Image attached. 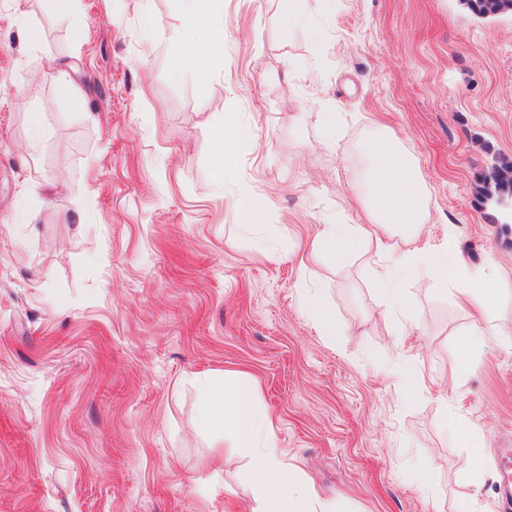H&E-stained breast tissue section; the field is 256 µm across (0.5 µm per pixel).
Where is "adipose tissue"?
Here are the masks:
<instances>
[{
    "label": "adipose tissue",
    "instance_id": "1",
    "mask_svg": "<svg viewBox=\"0 0 512 512\" xmlns=\"http://www.w3.org/2000/svg\"><path fill=\"white\" fill-rule=\"evenodd\" d=\"M194 32L187 54L195 60L222 49V38L212 25L217 0H183ZM255 139L250 129L231 127L215 136L214 155L220 170H227L237 156L252 150ZM368 159L370 192L363 201L369 221L365 224H327L315 243L320 253L342 263L360 255L374 260L389 256L396 276L380 279L386 307L404 304L398 275L425 276L439 285L455 281L457 293L482 313L496 308L502 284L479 272L466 275L458 265L436 258L424 264L412 261L418 228L428 216V199L422 179L398 137L376 130L363 144ZM200 426L232 431L236 445L249 457L250 476L256 490L254 512H343L339 501L322 500L301 470L284 462L266 413L257 403L254 384L245 376L225 379L223 385L206 387L200 397Z\"/></svg>",
    "mask_w": 512,
    "mask_h": 512
}]
</instances>
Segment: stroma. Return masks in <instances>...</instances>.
Returning a JSON list of instances; mask_svg holds the SVG:
<instances>
[{
	"mask_svg": "<svg viewBox=\"0 0 512 512\" xmlns=\"http://www.w3.org/2000/svg\"><path fill=\"white\" fill-rule=\"evenodd\" d=\"M284 7L221 0L224 50L192 64L175 39L181 0H78L68 21L28 0L34 49L0 0V512H250L248 457L197 424L201 389L238 373L322 498L496 512L512 343L483 336L457 374L478 315L453 288L408 278V310L386 309L365 259L319 255L302 271L298 257L323 225L365 223L361 145L382 126L427 187L419 255L496 273V313L512 321V223L475 191L512 160V16L458 0H336L327 14L309 0L314 39ZM50 57L81 104L59 96ZM34 112L50 131L36 142ZM237 125L258 147L221 179L214 138ZM246 196L263 224H244ZM313 289L335 341L304 313ZM451 417L482 435L480 484L441 429Z\"/></svg>",
	"mask_w": 512,
	"mask_h": 512,
	"instance_id": "obj_1",
	"label": "stroma"
}]
</instances>
